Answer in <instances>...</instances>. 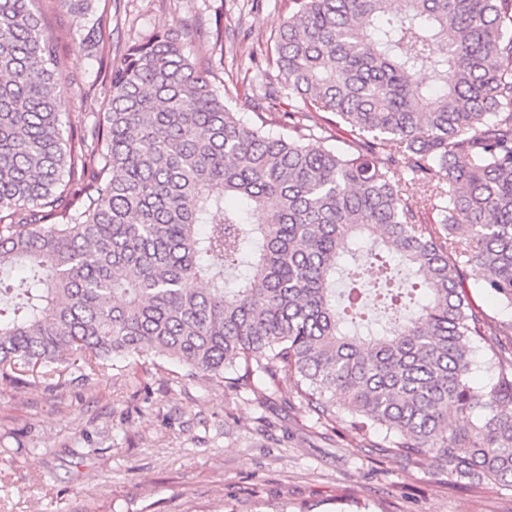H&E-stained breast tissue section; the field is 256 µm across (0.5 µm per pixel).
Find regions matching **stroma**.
Returning a JSON list of instances; mask_svg holds the SVG:
<instances>
[{
    "instance_id": "35a3bbf8",
    "label": "stroma",
    "mask_w": 512,
    "mask_h": 512,
    "mask_svg": "<svg viewBox=\"0 0 512 512\" xmlns=\"http://www.w3.org/2000/svg\"><path fill=\"white\" fill-rule=\"evenodd\" d=\"M59 47L70 118L104 111L79 21L59 0H38ZM101 50L118 64L131 44L183 22L187 46L210 55L226 104L244 111L250 78L277 70L262 56L289 0H100ZM222 52H212L215 30ZM480 269L468 292L485 322L471 379L487 361H512V308L485 295ZM512 512V489L473 492L331 427L289 386L258 403L245 390L168 359L96 371L69 368L34 383L0 379V512Z\"/></svg>"
}]
</instances>
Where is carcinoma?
Returning a JSON list of instances; mask_svg holds the SVG:
<instances>
[{"instance_id":"cac0c4a2","label":"carcinoma","mask_w":512,"mask_h":512,"mask_svg":"<svg viewBox=\"0 0 512 512\" xmlns=\"http://www.w3.org/2000/svg\"><path fill=\"white\" fill-rule=\"evenodd\" d=\"M59 2L103 68L98 0ZM293 3L277 83L249 101H300L283 132L225 104L180 23L130 45L105 111L67 127L53 33L0 0V377L166 358L259 397L290 381L363 446L512 488V365L472 383L465 288L478 267L512 306V0Z\"/></svg>"}]
</instances>
